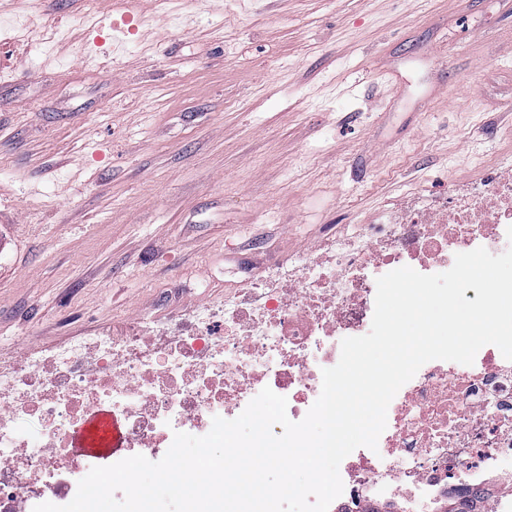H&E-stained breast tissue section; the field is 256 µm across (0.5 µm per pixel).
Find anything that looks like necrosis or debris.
<instances>
[{
    "mask_svg": "<svg viewBox=\"0 0 512 512\" xmlns=\"http://www.w3.org/2000/svg\"><path fill=\"white\" fill-rule=\"evenodd\" d=\"M512 174L487 173L428 214L379 233L332 234L314 259L276 267L249 292L156 326L138 319L0 364V512L62 505L91 468L123 449L160 460L173 435L202 436L214 416L236 418L263 389L302 420L340 341L369 332L378 277L402 266L449 270L456 254L499 253L512 241ZM119 422L122 450L81 452L76 433L95 413ZM512 466V360L484 346L470 365L424 364L391 401L377 450L340 464L331 512H432L448 494L479 502Z\"/></svg>",
    "mask_w": 512,
    "mask_h": 512,
    "instance_id": "4bbe7bcc",
    "label": "necrosis or debris"
}]
</instances>
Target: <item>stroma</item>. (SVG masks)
Returning <instances> with one entry per match:
<instances>
[{
    "label": "stroma",
    "instance_id": "obj_1",
    "mask_svg": "<svg viewBox=\"0 0 512 512\" xmlns=\"http://www.w3.org/2000/svg\"><path fill=\"white\" fill-rule=\"evenodd\" d=\"M0 361L165 323L512 168V0H0ZM65 41L44 48L45 32Z\"/></svg>",
    "mask_w": 512,
    "mask_h": 512
}]
</instances>
